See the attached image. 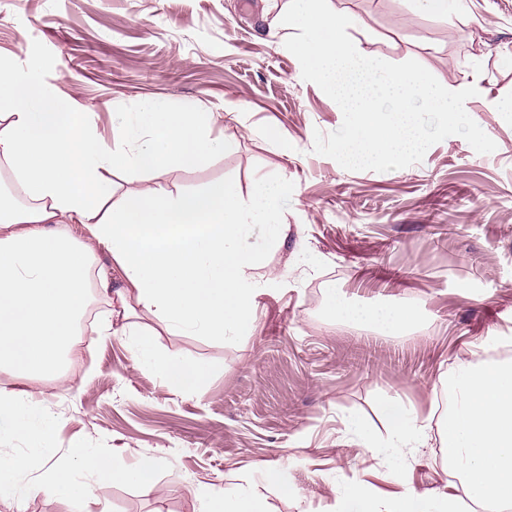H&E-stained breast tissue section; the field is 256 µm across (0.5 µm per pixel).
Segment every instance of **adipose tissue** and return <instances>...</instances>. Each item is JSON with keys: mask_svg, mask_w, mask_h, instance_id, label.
<instances>
[{"mask_svg": "<svg viewBox=\"0 0 512 512\" xmlns=\"http://www.w3.org/2000/svg\"><path fill=\"white\" fill-rule=\"evenodd\" d=\"M215 113L198 106L145 102L112 115V137L98 132L95 113L59 97L34 62L0 55V167L7 169L24 203L0 197V368L36 381L63 378L93 297L118 301L123 316L135 308L178 335L224 339L251 335L262 283L271 281L265 252L277 247L288 184H257L242 196L229 181L176 193L150 185L113 203L109 173L121 169L160 173L200 166L232 151L234 136L213 138ZM266 228L264 249L245 248L253 225ZM120 271L125 288L112 287ZM334 317L398 334L420 320L417 309L347 304L329 289ZM139 366L159 372L174 392L202 391L211 369L161 351L152 331L131 328ZM387 438L353 416L347 432L364 451L394 456L418 447L431 429L402 401L380 405ZM0 419L11 436L42 445L33 464H0V501L49 494L74 505L86 488L76 470L118 484L152 481L156 465L129 467L77 450L76 467L57 464L47 443L50 419L35 392L0 388ZM198 512H267L257 493L228 488L202 494Z\"/></svg>", "mask_w": 512, "mask_h": 512, "instance_id": "ef3b65f1", "label": "adipose tissue"}]
</instances>
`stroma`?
<instances>
[{
  "mask_svg": "<svg viewBox=\"0 0 512 512\" xmlns=\"http://www.w3.org/2000/svg\"><path fill=\"white\" fill-rule=\"evenodd\" d=\"M328 4L357 18L349 35L362 55L416 60L451 91L476 87L465 109L495 151L476 153L455 135L388 172L314 153V131L337 130L343 115L284 46L294 30L275 18L287 0H0V53L33 60L46 84L97 113L104 136L113 113L147 100L238 108L240 122L211 130L233 133L234 152L157 176L112 172L115 198L154 182L176 192L224 180L245 196L288 182L287 231L267 256L278 277L251 335H173L142 311L131 320L168 354L213 367L202 392L172 393L138 366L119 316L111 335L79 337L65 384L39 386L56 461L76 467V448L130 467L153 459V483L86 474L74 507L40 493L0 502V512H196L201 490L231 485L263 494L268 512H334L343 480L382 497L405 483L429 494L447 484L436 435L390 462L358 448L341 419L383 429L387 398L427 415L440 375L477 361L480 338L512 336V0H464L445 17L415 0ZM330 284L355 303L415 307L420 327L383 336L332 319ZM270 469L285 471L294 496L266 485Z\"/></svg>",
  "mask_w": 512,
  "mask_h": 512,
  "instance_id": "obj_1",
  "label": "stroma"
}]
</instances>
